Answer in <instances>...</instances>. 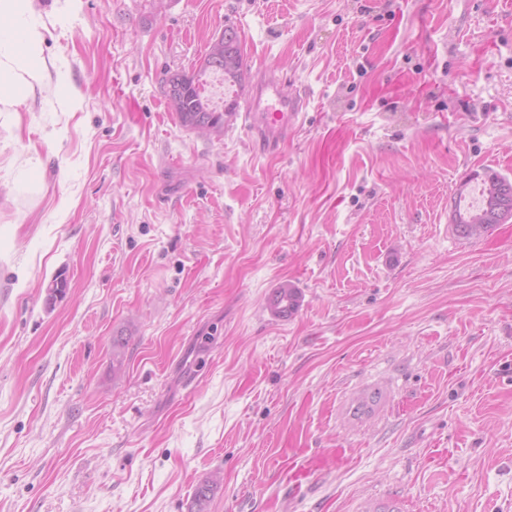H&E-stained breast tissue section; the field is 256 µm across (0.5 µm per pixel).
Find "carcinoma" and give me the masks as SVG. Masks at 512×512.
Instances as JSON below:
<instances>
[{"label":"carcinoma","mask_w":512,"mask_h":512,"mask_svg":"<svg viewBox=\"0 0 512 512\" xmlns=\"http://www.w3.org/2000/svg\"><path fill=\"white\" fill-rule=\"evenodd\" d=\"M214 71L224 76V80L238 83L242 79V55L240 38L232 28L224 29L221 37L213 39L208 46L199 70L189 75L184 72L170 74L164 87L172 88L167 95L168 105L175 112L182 126L202 135H219L224 131V114L233 111L230 104L222 111L210 107L201 93L202 76ZM481 181L482 198L476 208L463 209L460 201H454L453 221L455 232L464 238L479 237L489 233L497 225L504 223L501 213L512 217V180L492 169H485L472 175ZM300 296L297 288L283 283L276 288L270 298L271 312L286 318L298 309ZM126 339L112 337V372L123 369L126 358ZM220 476L215 474L201 482L195 490L188 512H206L211 496L218 488Z\"/></svg>","instance_id":"obj_1"}]
</instances>
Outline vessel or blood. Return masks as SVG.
Returning <instances> with one entry per match:
<instances>
[{
  "instance_id": "vessel-or-blood-1",
  "label": "vessel or blood",
  "mask_w": 512,
  "mask_h": 512,
  "mask_svg": "<svg viewBox=\"0 0 512 512\" xmlns=\"http://www.w3.org/2000/svg\"><path fill=\"white\" fill-rule=\"evenodd\" d=\"M306 108L304 100L288 95L280 80L261 76L245 100L244 116L257 149L278 151L281 142Z\"/></svg>"
}]
</instances>
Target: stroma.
<instances>
[{
    "label": "stroma",
    "instance_id": "obj_1",
    "mask_svg": "<svg viewBox=\"0 0 512 512\" xmlns=\"http://www.w3.org/2000/svg\"><path fill=\"white\" fill-rule=\"evenodd\" d=\"M33 18L47 79L0 104V512H188L216 472L208 512H512V221L450 222L473 172L512 178V0ZM227 27L233 95L308 98L277 154L167 106ZM300 296L297 288L289 283H283L276 288L270 298L271 312L278 317H290L298 309Z\"/></svg>",
    "mask_w": 512,
    "mask_h": 512
}]
</instances>
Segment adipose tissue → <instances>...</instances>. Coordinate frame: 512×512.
Masks as SVG:
<instances>
[{
	"label": "adipose tissue",
	"mask_w": 512,
	"mask_h": 512,
	"mask_svg": "<svg viewBox=\"0 0 512 512\" xmlns=\"http://www.w3.org/2000/svg\"><path fill=\"white\" fill-rule=\"evenodd\" d=\"M32 14L33 0H0V84L29 88L41 78L42 35Z\"/></svg>",
	"instance_id": "ef3b65f1"
}]
</instances>
